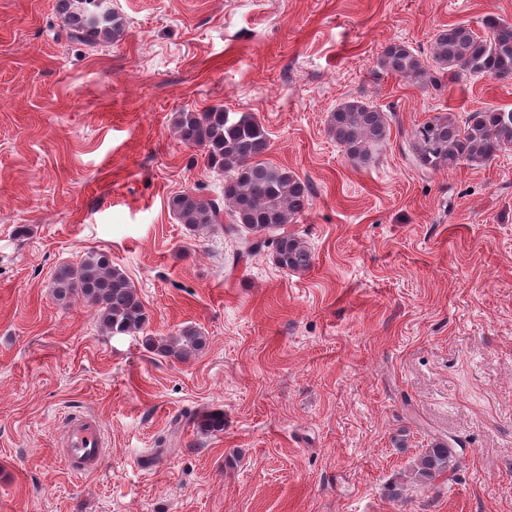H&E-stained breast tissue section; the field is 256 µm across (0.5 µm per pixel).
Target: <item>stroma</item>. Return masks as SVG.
Masks as SVG:
<instances>
[{
	"mask_svg": "<svg viewBox=\"0 0 512 512\" xmlns=\"http://www.w3.org/2000/svg\"><path fill=\"white\" fill-rule=\"evenodd\" d=\"M109 3L125 31L92 49L56 0H0V512H512V148L434 172L407 144L434 116L512 109V79L376 69L391 43L428 63L441 29L512 23V0ZM350 98L389 117L362 166L327 132ZM217 105L253 113L265 161L310 185L288 226L309 269L267 248L234 266V240L170 212L223 194L172 126ZM91 250L134 284L144 332L54 298ZM185 325L207 338L190 360L146 346ZM209 409L224 430L197 435ZM83 415L107 452L77 477L58 450ZM438 441L453 470L419 491Z\"/></svg>",
	"mask_w": 512,
	"mask_h": 512,
	"instance_id": "1",
	"label": "stroma"
}]
</instances>
